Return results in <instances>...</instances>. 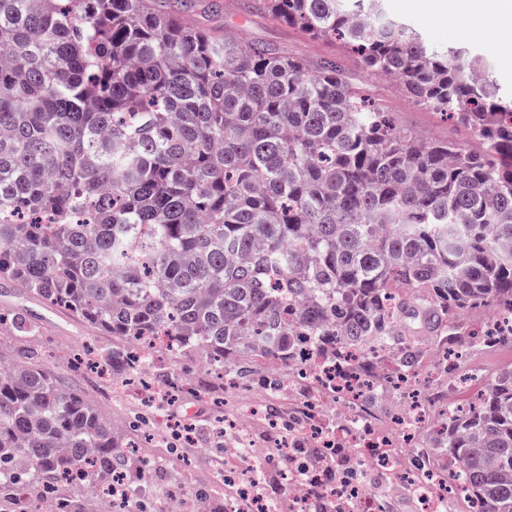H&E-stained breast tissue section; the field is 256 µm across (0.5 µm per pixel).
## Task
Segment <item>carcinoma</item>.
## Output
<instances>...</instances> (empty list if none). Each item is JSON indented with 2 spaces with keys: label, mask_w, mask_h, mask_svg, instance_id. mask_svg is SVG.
<instances>
[{
  "label": "carcinoma",
  "mask_w": 512,
  "mask_h": 512,
  "mask_svg": "<svg viewBox=\"0 0 512 512\" xmlns=\"http://www.w3.org/2000/svg\"><path fill=\"white\" fill-rule=\"evenodd\" d=\"M190 0H0V280L131 344L167 331L180 353L279 391L303 343L370 381L470 345L463 314L512 316V101L482 58L427 45L379 0H260L274 18L352 49L416 106L482 141L425 142L348 82L263 45L186 24ZM17 347L0 374V484L74 512L69 471L104 486L144 459L0 313ZM435 447L465 474L471 512H512V370ZM284 471L340 480L336 450L291 442Z\"/></svg>",
  "instance_id": "obj_1"
}]
</instances>
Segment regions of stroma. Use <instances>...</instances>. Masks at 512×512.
Masks as SVG:
<instances>
[{"label":"stroma","mask_w":512,"mask_h":512,"mask_svg":"<svg viewBox=\"0 0 512 512\" xmlns=\"http://www.w3.org/2000/svg\"><path fill=\"white\" fill-rule=\"evenodd\" d=\"M193 2L194 6L187 14L191 26L269 46L309 64L326 57L336 58L351 83L393 112L401 130L431 141L463 139V132L448 124L445 118L414 105L401 91L397 80L369 73L356 58L336 49L330 42L313 38L298 26L272 18L262 10L258 0ZM381 8L388 19L411 28L433 46L462 48L482 57L501 94L512 95V39L482 29L480 23L469 16L460 14L452 17L444 10L423 12L408 7L407 0H381ZM1 309L21 314L36 326L32 345L49 347L56 353L50 365L51 371L76 385L91 405L109 417L114 432L130 437L129 426L140 409L139 404L129 395H106L104 384L95 380L94 370L89 367L74 369L71 362L75 353L85 355L88 363L94 361L99 349L111 346L112 336L55 306L24 294L11 283L0 282ZM165 366L182 381V389L174 395L175 404L170 407V414L188 420L199 441H207L211 427L224 416L223 390L201 394L198 381L203 371L197 361L169 355L165 358ZM163 453L169 454L170 462L167 472L155 477V486L166 487L175 478L188 495L208 484L212 472L224 466V458L219 454L213 456L211 467L206 470L195 466L194 449L180 448L175 453H168L167 438L163 435L154 433L142 440L141 457Z\"/></svg>","instance_id":"35a3bbf8"}]
</instances>
